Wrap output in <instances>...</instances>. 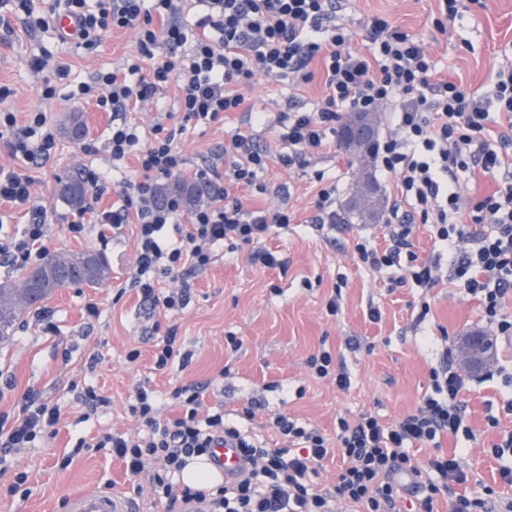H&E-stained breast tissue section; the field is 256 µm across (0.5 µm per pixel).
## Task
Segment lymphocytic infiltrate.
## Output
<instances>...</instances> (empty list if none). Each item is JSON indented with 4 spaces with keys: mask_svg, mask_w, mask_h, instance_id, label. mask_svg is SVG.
I'll return each instance as SVG.
<instances>
[{
    "mask_svg": "<svg viewBox=\"0 0 512 512\" xmlns=\"http://www.w3.org/2000/svg\"><path fill=\"white\" fill-rule=\"evenodd\" d=\"M184 3L97 0L91 7L87 0H54L59 13L75 20L80 47L97 46L103 33L114 29H131L137 35V54L126 71L98 72L69 94L76 102L91 99L111 112L113 161L130 156L137 161L134 175L121 181L120 206L110 211L98 208L109 174L83 168L87 197L82 217L68 226L70 233H84L87 214L113 230L134 223L131 284L153 313L177 311L188 304V288L164 292L161 281L187 266L206 269L214 247L248 246L254 262L269 269L284 267V260L264 243L276 230L287 228L292 212L284 206L250 208L238 195L242 189L263 195L272 191L260 175L274 157L255 131L265 122V113H250L245 127L225 141L223 164L198 171L209 199L184 224L179 198L163 204L157 200L162 181L180 175L187 163L174 143L175 132L158 123L150 136H142L131 112L154 101L173 83L184 121L213 123L224 113L240 110L244 99L235 88L249 85L256 73L303 85L312 82L309 65L318 59L325 73L323 95L310 110L295 100L285 101L276 118L284 150L275 159L286 168L308 166L329 152L343 111L372 113L396 100L393 131L377 143L373 156L395 178L396 201L403 210L386 224L388 247L361 239L355 250L373 270L399 265L401 282L430 287L436 282L437 265L419 262L413 251L416 224L432 225L436 243L445 246L468 241L471 248L458 260L456 275L465 293L496 321L498 335H511L512 321L501 318L500 311L512 297V182L499 185L474 206L467 230L456 220L462 198L452 175L455 169L476 167L493 178L511 168L512 156L504 147L512 143V119L496 140H488L484 131L490 114L483 101L438 78L425 44L386 18H372L367 50L352 48V37L339 18L340 0H197L202 14L191 26ZM16 20L28 32L50 27L49 14L37 10L35 0H0V29L11 30ZM56 143L57 131L44 112L30 113L22 126L14 113L0 112V148L23 160L18 167H0V204L31 216L20 235L0 237V260L19 270L45 252L48 228L34 203L28 168L47 163ZM487 222L495 224L494 234L481 231ZM169 228L179 236L176 243L165 238ZM431 378V394L398 423L387 424L369 413L353 420L341 416L332 440L288 415H276L270 426L283 441L279 448L254 441L244 426L253 417L251 408L231 419L220 410L201 414L202 385L175 389L172 399L179 411L166 418L158 415L154 390L141 386L131 411L145 426L144 435L107 432L90 443L79 440L78 445L121 459L133 476L152 469V491L165 512H183L193 504L205 505L206 512H334L340 500L357 512H394L404 490L398 481L402 475L421 479L424 486L409 512H435L444 492L450 496L448 512H491L489 504L497 492L487 489L481 498L459 493V486L468 481L460 457L438 449L441 436L457 435L465 426L466 409L459 398L465 379L445 361L432 370ZM59 418L56 406L29 394L15 418H0V447H34L54 434ZM228 439L248 461L245 473L215 489L185 484L182 475L190 460L210 456ZM428 445L437 451L425 466H418L410 450ZM335 453L341 456L335 491L317 492L311 478Z\"/></svg>",
    "mask_w": 512,
    "mask_h": 512,
    "instance_id": "lymphocytic-infiltrate-1",
    "label": "lymphocytic infiltrate"
}]
</instances>
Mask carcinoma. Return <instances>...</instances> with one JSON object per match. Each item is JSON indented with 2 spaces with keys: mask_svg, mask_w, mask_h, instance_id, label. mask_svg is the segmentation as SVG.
Wrapping results in <instances>:
<instances>
[{
  "mask_svg": "<svg viewBox=\"0 0 512 512\" xmlns=\"http://www.w3.org/2000/svg\"><path fill=\"white\" fill-rule=\"evenodd\" d=\"M58 195L72 208L83 206L85 186L77 176L59 181ZM206 189L197 182H177L159 190V197L178 196L188 209L192 208ZM111 269L103 256L93 250L66 252L55 255L42 265L32 266L20 284L0 283V340L11 335L24 306L33 307L57 290L72 284L97 286L107 282Z\"/></svg>",
  "mask_w": 512,
  "mask_h": 512,
  "instance_id": "obj_1",
  "label": "carcinoma"
}]
</instances>
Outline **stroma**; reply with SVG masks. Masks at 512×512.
Segmentation results:
<instances>
[{"label": "stroma", "instance_id": "obj_1", "mask_svg": "<svg viewBox=\"0 0 512 512\" xmlns=\"http://www.w3.org/2000/svg\"><path fill=\"white\" fill-rule=\"evenodd\" d=\"M439 13L440 0H344L341 16L354 35V48L361 50L369 46L367 23L372 17L393 20L429 45L437 72L482 97L489 112H496L497 74L512 67V0H460L456 18L443 32L434 25ZM135 46L132 30L108 31L97 48L85 50L60 40L52 30L29 34L19 29L9 35L0 29V86L10 90L0 99V110L15 113L21 125L39 108L56 126L67 113H81L85 138L97 148L96 154H83L78 141L62 134L50 162L31 170L33 196L45 208L50 226L46 251L91 249L112 268L111 279L103 285L69 286L44 300L53 331H44L34 309L28 308L20 313L9 339L0 341V379L7 382L0 388V414L16 416L30 390L61 411L55 437L8 455V469L0 476V512H69L71 494L109 484L132 502L136 512H163L151 494L149 473L131 477L112 456L91 448L74 450L81 435L108 428L140 431L130 410L137 385L155 390L168 412L173 409L172 392L188 382L206 386L207 408L232 414L254 405L255 416L247 429L263 445L276 448L281 441L268 426L272 414L287 413L331 438L340 416L354 418L369 411L385 422H396L431 392L430 372L439 365L446 345H460L474 334L493 337L481 305L465 294L448 263H441L438 282L423 288L398 285V268L377 273L358 260L354 245L359 238L385 246L384 224L342 221L332 230L314 229L315 172L335 181L339 211L360 175L359 167L337 146L305 169L271 165L263 178L281 186L279 196L247 199L248 205L261 207L282 202L293 211V224L266 242L285 259V268L252 265L245 247L217 248L207 269L183 275L190 287L188 305L151 316L130 285L133 227L109 234L104 242L94 225L84 235L73 236L67 224L74 210L57 195L58 181L82 167L112 168V115L95 103L69 100L72 85L97 72L123 68ZM43 51L69 67L68 77L56 81V96L48 101L42 98L45 73L29 66L30 58ZM288 93L287 82L257 76L242 91V111L199 125L183 122L176 91L170 88L137 109L135 119L145 132L159 120L176 130L178 146L188 160L182 177L191 181L198 167L223 153L225 138L242 125L247 111L266 113L261 143L279 148L275 118ZM336 288L341 300L333 314L327 301ZM91 300L99 305V317L84 312ZM424 302L430 306L425 316L420 313ZM374 310L379 313L375 319L370 316ZM172 326L178 329L182 350L191 352L192 358L186 367L159 370L153 364V350ZM231 336L239 348L228 344ZM323 346L335 351L350 372L349 390L311 376L307 359ZM134 349L140 356L132 362L127 355ZM74 382L93 388L107 398V405L86 414L70 390ZM461 398L471 433L443 438V449L463 448V463L472 474L471 495H481L491 486L512 499V487L501 485L500 462L491 452L504 434L512 432V414L506 410L512 386H505L501 376L478 372L471 374ZM65 457L71 463L64 468L60 462ZM19 472L28 476L26 491L5 495L4 487Z\"/></svg>", "mask_w": 512, "mask_h": 512}]
</instances>
